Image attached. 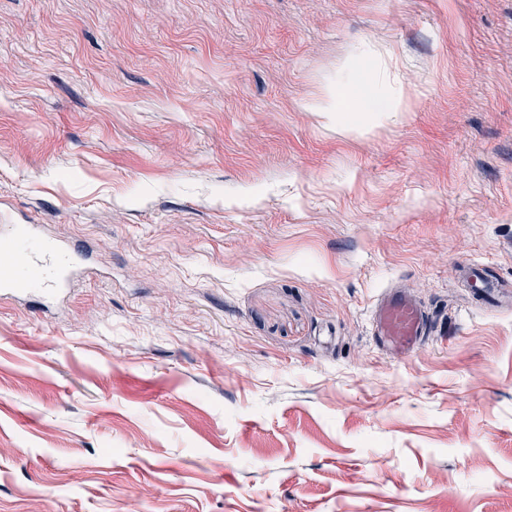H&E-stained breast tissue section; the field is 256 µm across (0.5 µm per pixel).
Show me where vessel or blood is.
<instances>
[{"mask_svg": "<svg viewBox=\"0 0 512 512\" xmlns=\"http://www.w3.org/2000/svg\"><path fill=\"white\" fill-rule=\"evenodd\" d=\"M80 266V257L68 244L46 237L37 224L0 226V293L59 297ZM372 334L380 350L403 355L429 334L430 315L402 289H385L375 307Z\"/></svg>", "mask_w": 512, "mask_h": 512, "instance_id": "b4317fda", "label": "vessel or blood"}]
</instances>
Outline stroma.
Instances as JSON below:
<instances>
[{
    "instance_id": "stroma-1",
    "label": "stroma",
    "mask_w": 512,
    "mask_h": 512,
    "mask_svg": "<svg viewBox=\"0 0 512 512\" xmlns=\"http://www.w3.org/2000/svg\"><path fill=\"white\" fill-rule=\"evenodd\" d=\"M4 219L0 512H512V0H0ZM359 94L352 97L350 109L351 127L359 132H369L373 126L365 112H401L404 109V99L382 97L373 86L357 83ZM80 261L68 244L46 237L41 225L0 227V268L10 270L9 276L0 278L1 295L59 297L78 271ZM430 315L400 288H386L375 307L372 334L385 353L404 355L429 334Z\"/></svg>"
}]
</instances>
